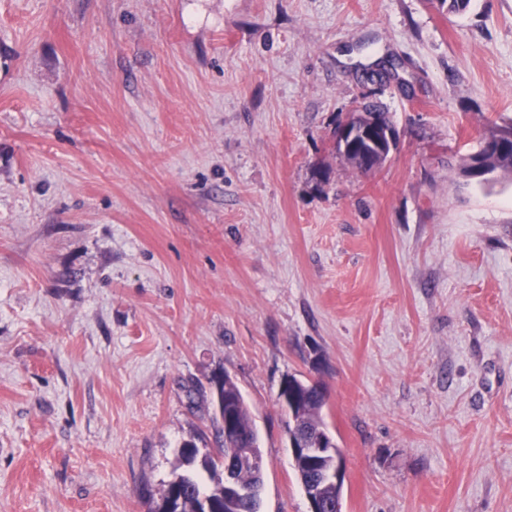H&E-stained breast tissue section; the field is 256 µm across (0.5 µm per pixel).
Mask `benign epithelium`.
Wrapping results in <instances>:
<instances>
[{
  "label": "benign epithelium",
  "mask_w": 512,
  "mask_h": 512,
  "mask_svg": "<svg viewBox=\"0 0 512 512\" xmlns=\"http://www.w3.org/2000/svg\"><path fill=\"white\" fill-rule=\"evenodd\" d=\"M397 133L393 125L383 124L358 105L336 126L333 142L340 152L350 155L352 161L366 172L380 168L395 147ZM316 390L326 395V390L310 379L286 377L279 388L278 398L288 414H295L304 403V393ZM215 413L222 418L224 441L237 442L236 456L224 460V502L233 505L247 499L252 489L240 484L234 474L245 469L263 468V460L256 449L245 445L242 429L233 405H223L220 398L214 400ZM288 448L292 459L302 458L316 469V475L306 484L305 497L308 512H324L326 504L321 495L322 484H339L345 476L343 458L336 440L321 433L288 434Z\"/></svg>",
  "instance_id": "7a95c632"
}]
</instances>
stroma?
I'll use <instances>...</instances> for the list:
<instances>
[{
	"instance_id": "35a3bbf8",
	"label": "stroma",
	"mask_w": 512,
	"mask_h": 512,
	"mask_svg": "<svg viewBox=\"0 0 512 512\" xmlns=\"http://www.w3.org/2000/svg\"><path fill=\"white\" fill-rule=\"evenodd\" d=\"M510 124L512 0H0V512H150L224 372L261 512L291 375L342 512H512V176L459 173ZM362 105L370 112L383 113L390 121L387 112H384L377 103L369 101ZM363 107L360 104L355 106L336 126L333 142L344 156L349 154L356 165L365 172H372L387 160L396 145L397 133L392 124L381 123L372 113L365 112ZM360 139L369 146V149L355 154L350 149L353 148L354 142ZM299 388L306 392L316 388V391L326 400L325 388L318 385L315 381L300 378L294 380L292 376H288L280 385L278 398L281 405L288 411V415L290 414V416H293L304 403L305 394L299 391Z\"/></svg>"
}]
</instances>
